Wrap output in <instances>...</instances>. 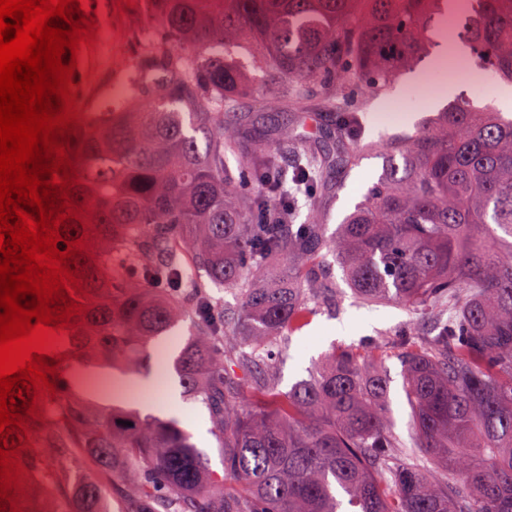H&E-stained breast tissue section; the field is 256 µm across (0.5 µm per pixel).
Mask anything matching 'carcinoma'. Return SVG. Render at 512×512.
<instances>
[{
  "mask_svg": "<svg viewBox=\"0 0 512 512\" xmlns=\"http://www.w3.org/2000/svg\"><path fill=\"white\" fill-rule=\"evenodd\" d=\"M149 2L156 31L124 66L131 105L82 88L85 122L67 137L76 215L57 249L81 241L68 265L83 310L47 358L55 392L22 394L44 417L21 408L12 434L32 443L17 453L21 512H512V117L460 100L391 141L328 236L292 223L295 203L315 208L314 184L353 155L321 150L299 115L260 132L239 111L257 72L270 108L303 109L317 83L336 140L355 141V91L381 93L430 56L448 18L475 68L512 83V0ZM328 256L362 301L448 314L398 343L417 457L397 453L386 372L358 349L286 393L259 369L335 290ZM215 288L238 294L236 319ZM187 320L173 369L209 411L222 476L177 420L94 395L74 370L130 372Z\"/></svg>",
  "mask_w": 512,
  "mask_h": 512,
  "instance_id": "obj_1",
  "label": "carcinoma"
}]
</instances>
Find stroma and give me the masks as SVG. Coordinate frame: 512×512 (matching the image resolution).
<instances>
[{
    "label": "stroma",
    "instance_id": "obj_1",
    "mask_svg": "<svg viewBox=\"0 0 512 512\" xmlns=\"http://www.w3.org/2000/svg\"><path fill=\"white\" fill-rule=\"evenodd\" d=\"M97 29L102 34L114 33L123 22H133L138 31L151 27V13L147 0H130L122 8L118 0H98ZM132 43L115 42L109 50H94L92 59L78 67L84 87H92L104 80H115L120 71L118 60L131 56ZM435 71L432 60H425L415 72L400 74L386 90L363 96L361 104L362 138L365 145L358 162L340 171L324 175L313 187L320 200L317 210L299 204L295 223H305L314 217L327 231H334L346 215L361 201L367 189L383 171L385 159L381 146L388 137L428 126L437 113L455 102L467 99L484 104L492 101L501 112L512 114V106L502 103L503 82L491 76L469 71L438 83H431ZM415 318L414 313L397 304L366 305L356 301L346 283H339L336 300L323 305L307 325L292 336L287 355L278 357L270 377L280 391H288L296 382L307 378L313 361L332 348L356 347L366 358H379L385 364L390 379V408L395 432L400 440H408L409 408L402 392L401 362L393 343ZM179 344L178 337L157 345L151 359L136 375L113 376L112 383L123 402L135 407L166 406L172 415L193 435L197 447L203 450L212 469L223 472L219 442L211 432L207 409L198 403L183 399L178 383L172 377L170 354Z\"/></svg>",
    "mask_w": 512,
    "mask_h": 512
}]
</instances>
